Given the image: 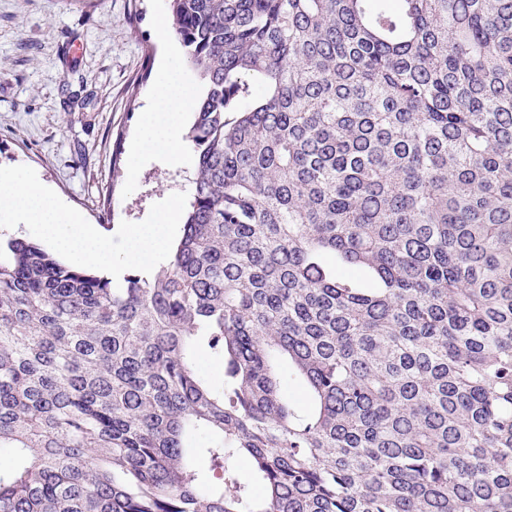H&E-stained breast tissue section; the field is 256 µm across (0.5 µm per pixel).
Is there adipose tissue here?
I'll return each instance as SVG.
<instances>
[{
  "label": "adipose tissue",
  "mask_w": 512,
  "mask_h": 512,
  "mask_svg": "<svg viewBox=\"0 0 512 512\" xmlns=\"http://www.w3.org/2000/svg\"><path fill=\"white\" fill-rule=\"evenodd\" d=\"M197 97L196 89L183 79L177 62L168 61L157 75L156 94L145 118L143 135L131 146L132 160L149 152L176 165L189 164L191 154L182 138V128Z\"/></svg>",
  "instance_id": "1"
}]
</instances>
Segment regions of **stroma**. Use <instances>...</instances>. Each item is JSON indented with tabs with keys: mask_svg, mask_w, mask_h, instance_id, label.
Segmentation results:
<instances>
[{
	"mask_svg": "<svg viewBox=\"0 0 512 512\" xmlns=\"http://www.w3.org/2000/svg\"><path fill=\"white\" fill-rule=\"evenodd\" d=\"M170 16V0H0V167H31L104 233L190 192L192 168L146 154L128 169L157 74L183 51L158 35Z\"/></svg>",
	"mask_w": 512,
	"mask_h": 512,
	"instance_id": "35a3bbf8",
	"label": "stroma"
}]
</instances>
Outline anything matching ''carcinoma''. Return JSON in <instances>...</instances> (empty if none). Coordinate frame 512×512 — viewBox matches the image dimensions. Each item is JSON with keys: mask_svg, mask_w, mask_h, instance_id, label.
Returning a JSON list of instances; mask_svg holds the SVG:
<instances>
[{"mask_svg": "<svg viewBox=\"0 0 512 512\" xmlns=\"http://www.w3.org/2000/svg\"><path fill=\"white\" fill-rule=\"evenodd\" d=\"M171 7L168 259L0 241V512H512V0Z\"/></svg>", "mask_w": 512, "mask_h": 512, "instance_id": "carcinoma-1", "label": "carcinoma"}]
</instances>
